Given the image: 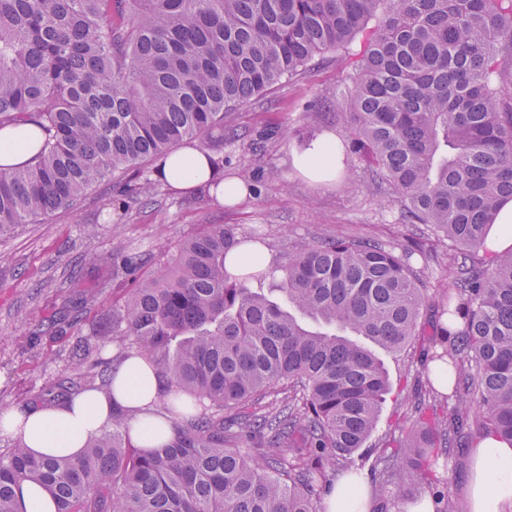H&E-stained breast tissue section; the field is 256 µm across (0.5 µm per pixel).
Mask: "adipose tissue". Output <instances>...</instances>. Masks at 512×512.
Here are the masks:
<instances>
[{
	"instance_id": "ef3b65f1",
	"label": "adipose tissue",
	"mask_w": 512,
	"mask_h": 512,
	"mask_svg": "<svg viewBox=\"0 0 512 512\" xmlns=\"http://www.w3.org/2000/svg\"><path fill=\"white\" fill-rule=\"evenodd\" d=\"M39 138L28 125L0 129V166L28 162L38 151ZM292 165L313 183L328 184L343 167L336 152V136L323 132L293 154ZM158 172L176 190L222 189V203L232 204L247 195L241 179H228L196 145L181 146L158 164ZM158 381L152 366L142 357L124 360L112 374L107 389H90L62 405L42 406L20 412H0V426L19 436L37 456L78 457L88 442L112 419L113 406L131 417V435L138 446L151 448L166 442L171 423L156 414ZM469 512H512V444L489 435L469 451ZM324 512H370L366 482L348 475L334 483L323 501Z\"/></svg>"
}]
</instances>
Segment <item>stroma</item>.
Segmentation results:
<instances>
[{"label":"stroma","mask_w":512,"mask_h":512,"mask_svg":"<svg viewBox=\"0 0 512 512\" xmlns=\"http://www.w3.org/2000/svg\"><path fill=\"white\" fill-rule=\"evenodd\" d=\"M359 50L355 41L350 56H317L304 74L228 114L224 124L235 135L224 140V173L245 177L249 187L234 205L162 181L151 195L129 198L123 180L108 178L75 210L0 235V410L41 404L70 365L75 337L100 333L102 317L131 296L133 283L95 266L94 256L117 261L138 249L146 256V276L205 224L233 225L241 237L259 233L274 266L324 237H367L408 255L428 287L443 283L438 262L414 251L431 236V227L402 223L391 197L370 189L368 164L351 150L352 137L336 118L348 109L344 77ZM325 131L335 132L345 146V167L335 182L318 186L293 168L291 155ZM383 360L391 391L377 426L351 466L337 467V474L370 477L373 448L408 426L400 401L425 385L431 368L415 343ZM468 470L465 450L451 452L439 470L440 489L455 512H469Z\"/></svg>","instance_id":"35a3bbf8"}]
</instances>
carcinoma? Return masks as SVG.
<instances>
[{
	"label": "carcinoma",
	"mask_w": 512,
	"mask_h": 512,
	"mask_svg": "<svg viewBox=\"0 0 512 512\" xmlns=\"http://www.w3.org/2000/svg\"><path fill=\"white\" fill-rule=\"evenodd\" d=\"M359 34L340 118L402 220L436 230L429 254L448 240V288L362 237L232 274L241 240L206 224L143 281L130 253L122 271L138 287L106 321L154 368L172 436L141 448L114 410L79 459L19 442L0 454V512H23L25 481L56 512H319L327 466L363 446L389 393L355 336L390 353L424 345L458 398L438 411L429 381L406 400L413 429L378 448L408 492L441 483L438 460L463 438L512 443V252L486 249L512 200V0H0V128L42 135L29 163L0 167V235L187 140L220 163L225 111ZM267 278L288 307L249 286Z\"/></svg>",
	"instance_id": "cac0c4a2"
}]
</instances>
